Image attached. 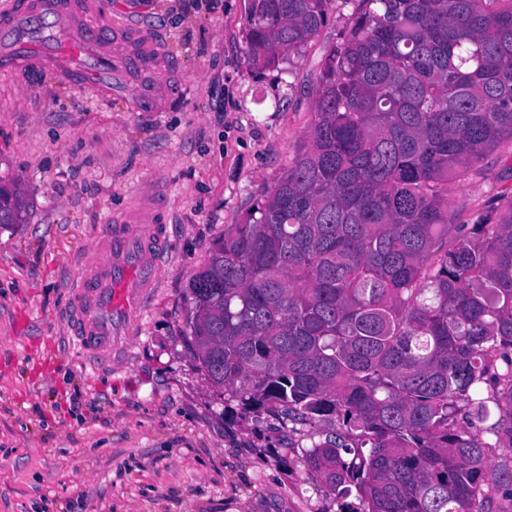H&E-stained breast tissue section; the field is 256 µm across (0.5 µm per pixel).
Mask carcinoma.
Wrapping results in <instances>:
<instances>
[{
	"label": "carcinoma",
	"instance_id": "cac0c4a2",
	"mask_svg": "<svg viewBox=\"0 0 512 512\" xmlns=\"http://www.w3.org/2000/svg\"><path fill=\"white\" fill-rule=\"evenodd\" d=\"M304 151L190 281L187 326L241 408L334 414L304 454L345 512H495L512 449V202L455 232L448 180L512 140V0H357ZM328 0H247L248 64L277 67ZM20 196L0 188V224ZM503 415L491 445L457 417Z\"/></svg>",
	"mask_w": 512,
	"mask_h": 512
}]
</instances>
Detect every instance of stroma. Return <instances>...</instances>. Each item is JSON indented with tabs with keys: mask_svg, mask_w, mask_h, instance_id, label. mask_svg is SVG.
Instances as JSON below:
<instances>
[{
	"mask_svg": "<svg viewBox=\"0 0 512 512\" xmlns=\"http://www.w3.org/2000/svg\"><path fill=\"white\" fill-rule=\"evenodd\" d=\"M159 28L177 78L155 112L44 72L0 75V184L19 190L0 224V512H340L303 455L338 428L268 408L244 412L194 357L191 276L301 152L314 83L349 31L355 0L300 54L255 69L246 0H105ZM159 184L167 247L128 338L93 367L68 333L69 284L103 224ZM512 201V143L448 187L452 224Z\"/></svg>",
	"mask_w": 512,
	"mask_h": 512,
	"instance_id": "35a3bbf8",
	"label": "stroma"
}]
</instances>
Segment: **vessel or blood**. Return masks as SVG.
Returning a JSON list of instances; mask_svg holds the SVG:
<instances>
[{
	"instance_id": "b4317fda",
	"label": "vessel or blood",
	"mask_w": 512,
	"mask_h": 512,
	"mask_svg": "<svg viewBox=\"0 0 512 512\" xmlns=\"http://www.w3.org/2000/svg\"><path fill=\"white\" fill-rule=\"evenodd\" d=\"M52 16L48 33L33 20ZM174 58L158 45L149 27L106 18L98 0H20L0 17V71H50L61 82L139 100L154 111L173 72ZM164 211L152 204L129 219L106 225L95 255L71 284L73 333L81 354L111 365L126 349L130 327L154 287L165 250Z\"/></svg>"
}]
</instances>
